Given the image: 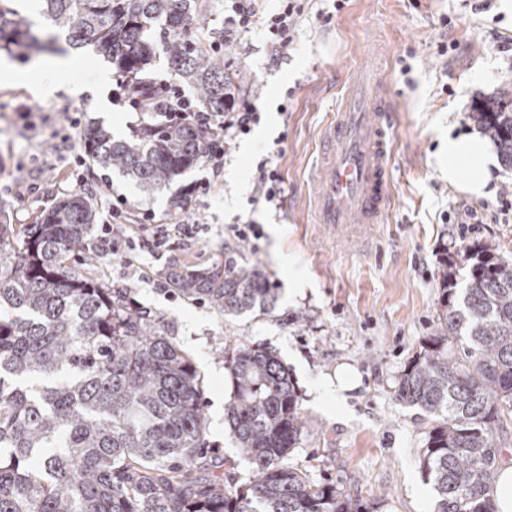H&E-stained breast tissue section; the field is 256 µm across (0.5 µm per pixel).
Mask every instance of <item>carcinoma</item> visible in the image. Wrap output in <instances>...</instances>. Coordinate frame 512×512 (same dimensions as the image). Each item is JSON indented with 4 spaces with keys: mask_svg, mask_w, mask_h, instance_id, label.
<instances>
[{
    "mask_svg": "<svg viewBox=\"0 0 512 512\" xmlns=\"http://www.w3.org/2000/svg\"><path fill=\"white\" fill-rule=\"evenodd\" d=\"M7 2L0 49L22 60L91 47L122 77L144 81L157 43L200 89L205 111H224L236 92L224 65L189 38L191 0H41V14L66 32L65 48L56 35L33 33ZM471 118L512 168V81ZM84 140L93 164L152 193L202 158L206 132L151 116L132 139L91 126ZM95 217L90 196L75 194L35 224L0 222V512H362L336 485L289 464L306 428L299 396L277 356L257 345L232 349L234 390L224 406L253 477L241 490L215 472L191 357L128 289L80 270L93 263L85 244ZM438 280L435 334L395 396L434 422L423 464L435 512H496L492 492L512 427V261L475 244L445 260ZM173 286L232 316L265 312L276 296L261 266L233 256L184 271Z\"/></svg>",
    "mask_w": 512,
    "mask_h": 512,
    "instance_id": "carcinoma-1",
    "label": "carcinoma"
}]
</instances>
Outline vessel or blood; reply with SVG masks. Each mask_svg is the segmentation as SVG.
Segmentation results:
<instances>
[{
    "label": "vessel or blood",
    "mask_w": 512,
    "mask_h": 512,
    "mask_svg": "<svg viewBox=\"0 0 512 512\" xmlns=\"http://www.w3.org/2000/svg\"><path fill=\"white\" fill-rule=\"evenodd\" d=\"M393 113L383 79L364 72L325 126L311 175L314 220L358 234L380 223L392 197Z\"/></svg>",
    "instance_id": "obj_1"
}]
</instances>
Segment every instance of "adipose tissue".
I'll return each instance as SVG.
<instances>
[{
	"label": "adipose tissue",
	"mask_w": 512,
	"mask_h": 512,
	"mask_svg": "<svg viewBox=\"0 0 512 512\" xmlns=\"http://www.w3.org/2000/svg\"><path fill=\"white\" fill-rule=\"evenodd\" d=\"M497 168L498 156L480 132L449 136L446 175L450 186L477 199L490 197Z\"/></svg>",
	"instance_id": "ef3b65f1"
}]
</instances>
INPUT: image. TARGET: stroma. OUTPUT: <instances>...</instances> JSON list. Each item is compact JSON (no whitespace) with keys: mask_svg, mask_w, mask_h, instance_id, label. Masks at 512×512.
Returning a JSON list of instances; mask_svg holds the SVG:
<instances>
[{"mask_svg":"<svg viewBox=\"0 0 512 512\" xmlns=\"http://www.w3.org/2000/svg\"><path fill=\"white\" fill-rule=\"evenodd\" d=\"M474 0H346L330 24L318 22L330 0H312L293 48L272 56L265 35L255 29L229 50L226 72L239 94L255 102L261 120L234 141L221 176L202 164L180 174L157 194L142 191L119 170L102 171L84 160V130L105 124L114 139L132 137L143 115L121 88L116 69L94 51L77 50L68 84H90L108 73L111 123H103L91 94L63 91L37 96L27 87L0 82V212L8 222L33 223L59 198L92 182L98 220L108 213L102 196L123 197L129 214L151 209L160 224L195 215L201 223L195 247L181 255L191 269L223 262L239 250L232 225L254 221L263 235L244 258L259 264L276 290L271 310L227 317L172 289L126 277L118 262L99 258L102 283L125 288L135 306L163 316L171 341L189 354L202 378L207 419L205 442L213 463L235 466L230 478L248 486L251 467L241 460L224 420L232 392L228 356L234 343L274 352L288 370L306 429L291 453L310 479L336 484L361 504L363 512H434L436 492L423 465L430 424L426 414L399 402L395 387L408 363L438 322L441 290L437 272L445 253L489 242L512 260V214H501L498 195L512 192V168L502 167L497 195L476 199L449 188L444 177V142L449 123L472 128L470 112L512 79V55L498 42L512 39V18L497 7L473 10ZM449 26H442L441 16ZM447 41V58H437L435 42ZM379 66L394 113L393 198L383 224L369 244L320 229L309 209L310 170L318 140L339 107L345 85L361 62ZM78 118L71 129L69 118ZM285 187L284 206L257 202L254 172L273 148ZM207 195L191 193L201 180ZM180 194L188 202L174 209ZM475 209V233L458 236V222ZM303 280L288 291V273ZM348 365L359 385L345 404L325 398L313 406L311 384Z\"/></svg>","mask_w":512,"mask_h":512,"instance_id":"35a3bbf8","label":"stroma"}]
</instances>
